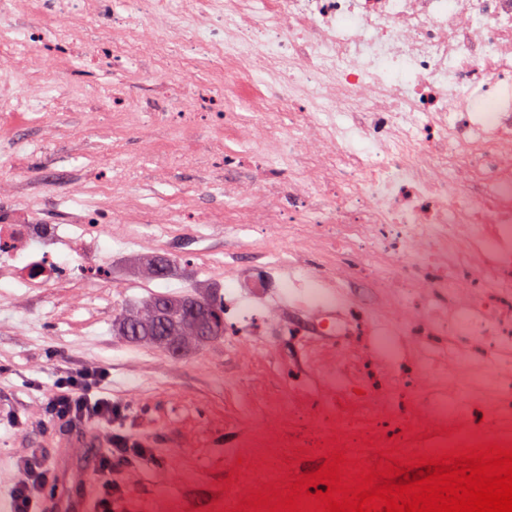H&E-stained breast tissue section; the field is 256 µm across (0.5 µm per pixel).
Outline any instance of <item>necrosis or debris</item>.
<instances>
[{
	"mask_svg": "<svg viewBox=\"0 0 512 512\" xmlns=\"http://www.w3.org/2000/svg\"><path fill=\"white\" fill-rule=\"evenodd\" d=\"M49 5L47 32L73 33L98 0ZM112 60L161 55L178 84L128 101L132 129L153 150L143 115L155 97L191 89L192 61L222 78L224 134L239 149L224 181L243 224L276 234L258 275L230 282L224 316L257 314L285 334L288 309L310 326L288 369L301 379L263 408L288 423L279 448L401 449L512 442V0H117ZM21 76L17 102L38 120L49 89L32 69L62 61L28 32L7 37ZM108 224H0V281L29 291L75 288ZM68 252L70 264L59 260ZM391 299L375 320L363 283Z\"/></svg>",
	"mask_w": 512,
	"mask_h": 512,
	"instance_id": "necrosis-or-debris-1",
	"label": "necrosis or debris"
}]
</instances>
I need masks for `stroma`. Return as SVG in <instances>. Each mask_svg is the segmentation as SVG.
<instances>
[{
	"instance_id": "1",
	"label": "stroma",
	"mask_w": 512,
	"mask_h": 512,
	"mask_svg": "<svg viewBox=\"0 0 512 512\" xmlns=\"http://www.w3.org/2000/svg\"><path fill=\"white\" fill-rule=\"evenodd\" d=\"M111 22L112 0H100L81 40L55 37L44 42L45 54L61 55L64 61L58 72L36 76L53 89L43 107L44 122L0 124V178L13 186L8 197L0 198L1 216L32 209L46 214L51 224L77 220L113 225L124 215L101 207V191L108 188L117 203L132 206L142 236L141 245L129 249L102 236L95 261L111 274L89 279L83 288H58L33 297L0 282V504H10L17 464L34 449L60 475L58 504L84 512L83 503L95 499V468L110 429L53 423L44 407L59 372L102 368L106 376L100 396L125 407L127 430L144 439L154 453L114 473L124 488V512H157L163 489L183 498L187 512H212L215 495L244 490L242 466L226 460L224 450L240 438L234 423L243 406L253 407L251 434L265 428L262 397L287 387L284 359L244 353L242 363L250 372L242 376L237 366L224 360L229 338L174 354L121 336L113 321L151 295L221 289L256 271L254 254L271 232L258 224L238 238L227 235L224 215L234 205L222 185L224 151L232 143L217 138L224 125V101L206 97L212 83L207 67H195L196 91L175 109L207 115L195 132L198 159H179L182 133L166 110L148 116L156 130V148L152 156H144L121 109L112 103V90L119 84L126 96H146L158 79L157 65L143 59L139 75L126 76L104 61L102 28ZM83 84L100 92L96 123L86 130L81 114L87 102L75 93ZM14 137L41 145L19 167L8 163L7 141ZM163 216L174 223L159 247L157 220ZM224 250L236 252L234 266L216 260V253ZM158 254L178 264L164 278H148L141 265ZM186 473L197 474L193 486H183Z\"/></svg>"
}]
</instances>
